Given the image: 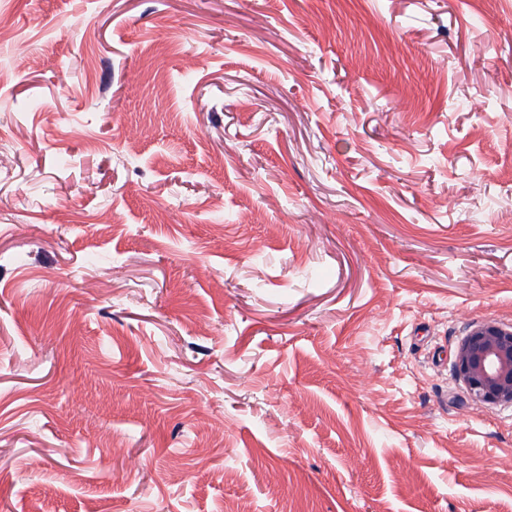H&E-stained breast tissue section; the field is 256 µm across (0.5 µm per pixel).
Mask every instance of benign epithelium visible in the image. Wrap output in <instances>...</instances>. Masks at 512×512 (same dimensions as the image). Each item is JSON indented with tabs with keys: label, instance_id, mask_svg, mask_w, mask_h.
I'll return each mask as SVG.
<instances>
[{
	"label": "benign epithelium",
	"instance_id": "7a95c632",
	"mask_svg": "<svg viewBox=\"0 0 512 512\" xmlns=\"http://www.w3.org/2000/svg\"><path fill=\"white\" fill-rule=\"evenodd\" d=\"M453 369L473 401L511 407L512 324H472L455 349Z\"/></svg>",
	"mask_w": 512,
	"mask_h": 512
}]
</instances>
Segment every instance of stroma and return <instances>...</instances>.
<instances>
[{"instance_id": "obj_1", "label": "stroma", "mask_w": 512, "mask_h": 512, "mask_svg": "<svg viewBox=\"0 0 512 512\" xmlns=\"http://www.w3.org/2000/svg\"><path fill=\"white\" fill-rule=\"evenodd\" d=\"M6 2L0 512H512V0ZM453 369L473 401L511 407L512 324L473 323L455 349Z\"/></svg>"}]
</instances>
